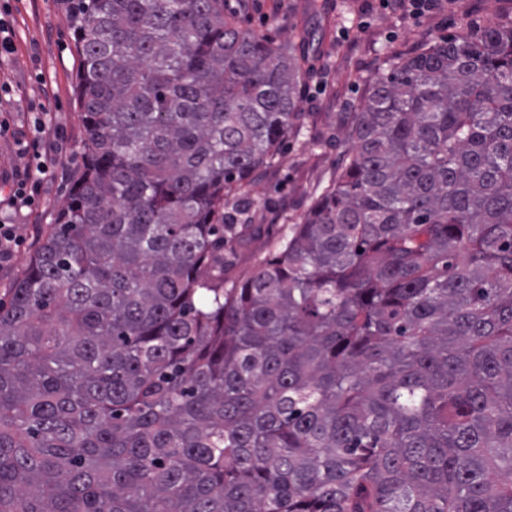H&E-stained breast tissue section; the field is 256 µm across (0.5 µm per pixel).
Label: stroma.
<instances>
[{
  "label": "stroma",
  "instance_id": "35a3bbf8",
  "mask_svg": "<svg viewBox=\"0 0 512 512\" xmlns=\"http://www.w3.org/2000/svg\"><path fill=\"white\" fill-rule=\"evenodd\" d=\"M306 0H226V11L274 42L311 32L320 55L301 90L306 119L289 132L273 167L257 171L248 187L256 229L248 249L225 251L224 283L250 276L269 258L277 241L298 222L335 178L350 147L337 118L360 108L388 57L426 47L476 28L494 15L512 13V0H439L435 10L415 17L384 7L382 0H322L319 14L305 11ZM6 20L13 50L0 55V187L32 163L40 137L35 119L60 132L67 157L41 181L35 203L0 209L11 224V261L0 269V298H7L31 257L41 232L66 203L82 167L83 127L75 102L79 55L66 0H9Z\"/></svg>",
  "mask_w": 512,
  "mask_h": 512
}]
</instances>
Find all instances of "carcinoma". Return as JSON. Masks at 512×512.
Returning a JSON list of instances; mask_svg holds the SVG:
<instances>
[{
    "mask_svg": "<svg viewBox=\"0 0 512 512\" xmlns=\"http://www.w3.org/2000/svg\"><path fill=\"white\" fill-rule=\"evenodd\" d=\"M71 0L83 173L0 303V512H512V17L392 58L242 283L306 37Z\"/></svg>",
    "mask_w": 512,
    "mask_h": 512,
    "instance_id": "carcinoma-1",
    "label": "carcinoma"
}]
</instances>
